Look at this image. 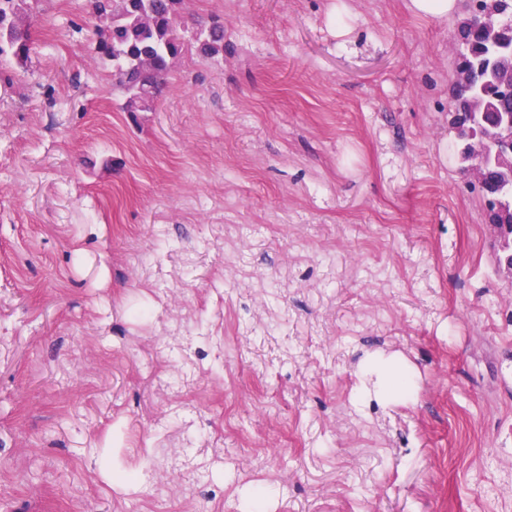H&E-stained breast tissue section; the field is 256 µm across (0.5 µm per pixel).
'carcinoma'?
<instances>
[{
	"label": "carcinoma",
	"instance_id": "carcinoma-1",
	"mask_svg": "<svg viewBox=\"0 0 512 512\" xmlns=\"http://www.w3.org/2000/svg\"><path fill=\"white\" fill-rule=\"evenodd\" d=\"M35 0H0V58L24 69L33 51L31 26ZM94 15L106 21L99 29L94 52L112 71L113 86L123 100L125 112H151L166 90V78L175 62L193 49L204 59L224 56V25L211 21L197 26L187 37L181 20L183 0H92ZM503 14L504 29L486 31L463 22L454 39L468 53L458 57L457 67L469 70L472 80L453 89V108L463 111L473 103L487 104L493 111L476 116L468 127L490 135L494 128L512 118V93L501 89V62L512 45V0H466L469 15L487 8ZM452 157L462 173L475 158L469 149L468 133L454 136ZM488 185L472 187L487 215L502 206L512 209V167L492 160L486 165ZM495 261L512 270V223L500 224Z\"/></svg>",
	"mask_w": 512,
	"mask_h": 512
}]
</instances>
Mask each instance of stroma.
Masks as SVG:
<instances>
[{
  "instance_id": "1",
  "label": "stroma",
  "mask_w": 512,
  "mask_h": 512,
  "mask_svg": "<svg viewBox=\"0 0 512 512\" xmlns=\"http://www.w3.org/2000/svg\"><path fill=\"white\" fill-rule=\"evenodd\" d=\"M215 15L223 58L151 112L89 0L0 68V512H512V279L448 149L463 13L184 0ZM370 370L376 375L378 385L384 394L392 396L401 393L398 391H394L390 387V381L397 374V370L391 368L390 366L382 362H374L371 365ZM407 386V378L403 375H396V378L393 382V387L396 390H404L407 388Z\"/></svg>"
}]
</instances>
